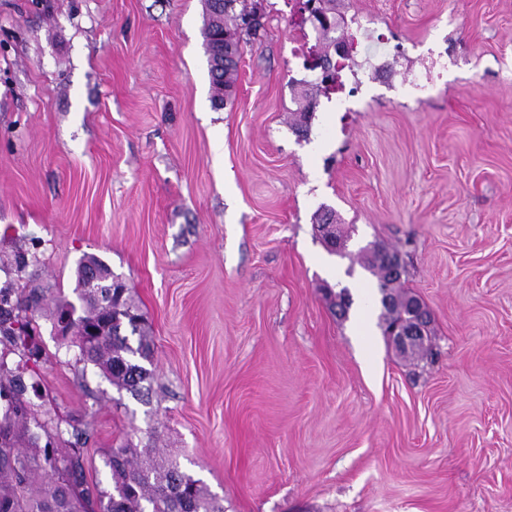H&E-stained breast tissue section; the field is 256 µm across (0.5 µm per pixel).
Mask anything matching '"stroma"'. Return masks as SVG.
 I'll return each instance as SVG.
<instances>
[{
	"label": "stroma",
	"mask_w": 512,
	"mask_h": 512,
	"mask_svg": "<svg viewBox=\"0 0 512 512\" xmlns=\"http://www.w3.org/2000/svg\"><path fill=\"white\" fill-rule=\"evenodd\" d=\"M203 6L0 0V287L51 289L34 403L87 432L91 486L106 452L152 442L224 512H512V0H335L358 46L304 139L298 11L266 0L218 107ZM374 245L434 360L331 310L376 288L347 274ZM86 253L152 328L147 401L54 334Z\"/></svg>",
	"instance_id": "stroma-1"
}]
</instances>
